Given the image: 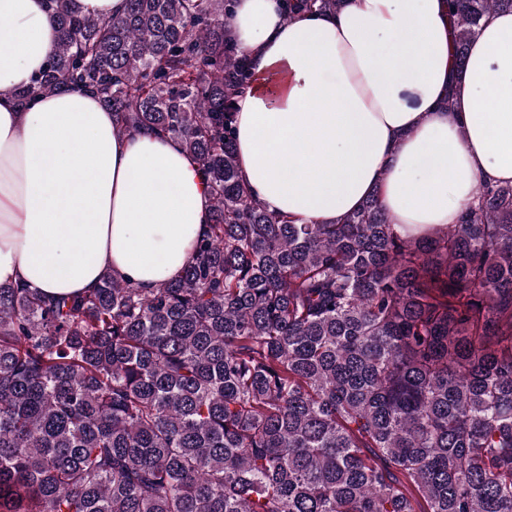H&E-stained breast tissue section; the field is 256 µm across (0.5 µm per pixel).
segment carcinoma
<instances>
[{"label":"carcinoma","instance_id":"cac0c4a2","mask_svg":"<svg viewBox=\"0 0 512 512\" xmlns=\"http://www.w3.org/2000/svg\"><path fill=\"white\" fill-rule=\"evenodd\" d=\"M49 2L59 39L19 105L91 89L119 132L178 138L211 224L151 294L109 271L56 298L0 284V512H512V184L423 237L376 194L296 224L239 173L235 0ZM448 9L461 72L512 0ZM125 0H73V10L95 17L106 18L121 13Z\"/></svg>","mask_w":512,"mask_h":512}]
</instances>
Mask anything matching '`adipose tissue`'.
I'll return each mask as SVG.
<instances>
[{
	"label": "adipose tissue",
	"mask_w": 512,
	"mask_h": 512,
	"mask_svg": "<svg viewBox=\"0 0 512 512\" xmlns=\"http://www.w3.org/2000/svg\"><path fill=\"white\" fill-rule=\"evenodd\" d=\"M228 34L252 72L238 167L268 211L332 224L375 194L418 236L459 223L478 182L512 184V12L484 20L460 74L447 0L292 21L283 0H236ZM56 41L47 0H0V283L71 295L109 270L152 291L205 233L208 188L179 139L118 134L89 91L20 108Z\"/></svg>",
	"instance_id": "1"
}]
</instances>
